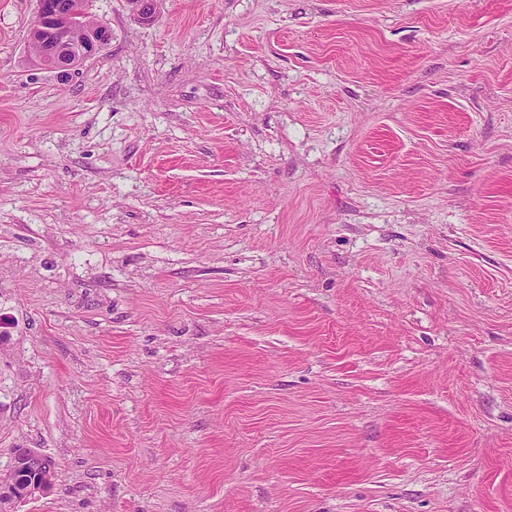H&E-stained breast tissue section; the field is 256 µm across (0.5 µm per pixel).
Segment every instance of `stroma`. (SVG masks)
Here are the masks:
<instances>
[{
  "label": "stroma",
  "mask_w": 512,
  "mask_h": 512,
  "mask_svg": "<svg viewBox=\"0 0 512 512\" xmlns=\"http://www.w3.org/2000/svg\"><path fill=\"white\" fill-rule=\"evenodd\" d=\"M0 0L16 512H512V0ZM86 2L36 0L35 18L28 33V47L34 64L46 70L67 73L108 43L110 31L98 23H89ZM41 459L43 467L41 472L26 482L19 480V473L26 464ZM48 462V461H47ZM45 458L30 448H20L14 451V464L9 473L0 475V510L11 512V505L36 498L48 487L51 478V468Z\"/></svg>",
  "instance_id": "obj_1"
}]
</instances>
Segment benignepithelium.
Returning a JSON list of instances; mask_svg holds the SVG:
<instances>
[{
	"instance_id": "obj_1",
	"label": "benign epithelium",
	"mask_w": 512,
	"mask_h": 512,
	"mask_svg": "<svg viewBox=\"0 0 512 512\" xmlns=\"http://www.w3.org/2000/svg\"><path fill=\"white\" fill-rule=\"evenodd\" d=\"M35 18L28 33L31 61L46 70L67 73L99 52L110 40L103 25L90 22L86 0H36ZM42 458L30 448L14 452L9 473L0 475V512H11V505L33 499L43 493L51 478V468L26 482L19 473L26 464Z\"/></svg>"
}]
</instances>
